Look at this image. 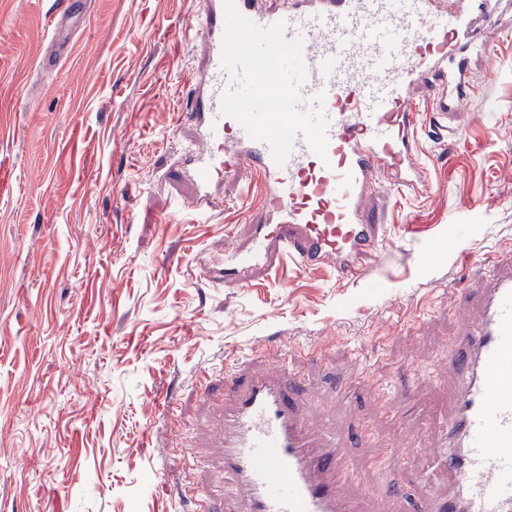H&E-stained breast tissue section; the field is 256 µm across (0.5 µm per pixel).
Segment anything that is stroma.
<instances>
[{"instance_id":"stroma-1","label":"stroma","mask_w":512,"mask_h":512,"mask_svg":"<svg viewBox=\"0 0 512 512\" xmlns=\"http://www.w3.org/2000/svg\"><path fill=\"white\" fill-rule=\"evenodd\" d=\"M53 0H0V512H188L183 487L221 466L177 465L209 440L208 397L240 348H280L312 388L314 425L344 437L360 512H430L448 470L425 451L452 409L448 345L496 252L512 246V34L484 31L467 105L436 133L432 94H410L425 184L368 201L384 241L364 279L288 265L252 287L204 269L243 242L259 186L188 204L189 134L176 120L199 47L190 0H85L61 73L36 69ZM361 375L353 405L343 380ZM413 406L414 450L372 470L400 434L377 397Z\"/></svg>"}]
</instances>
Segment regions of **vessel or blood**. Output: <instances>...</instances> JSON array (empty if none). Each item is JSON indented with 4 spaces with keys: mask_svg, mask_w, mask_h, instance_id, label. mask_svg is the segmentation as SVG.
<instances>
[{
    "mask_svg": "<svg viewBox=\"0 0 512 512\" xmlns=\"http://www.w3.org/2000/svg\"><path fill=\"white\" fill-rule=\"evenodd\" d=\"M257 26L284 23L301 38L304 101L323 97L327 151L318 156L297 135L284 162L267 142L223 114L220 99L237 86L222 66L225 0H201L194 19L200 39L198 76L178 124L199 130L187 162L194 207L222 205L216 184L245 173L263 190L255 231L229 253L238 281L279 269L327 268L362 278L361 258L383 242V227L365 204L378 184L402 194L421 181L415 131L421 115L408 98L433 89L435 117L445 122L474 89L465 63L494 56L475 36L490 19L512 26V0H234ZM81 0H58L52 46L43 70L59 67ZM477 315L452 343L457 379L444 432L448 494L431 512H512V250L502 251L480 279ZM308 385L286 368L256 370L246 354L224 373V393L212 409L223 414L224 481L191 496L194 512H214L232 488L237 512H351L343 491L346 461L336 434L316 431L305 399Z\"/></svg>",
    "mask_w": 512,
    "mask_h": 512,
    "instance_id": "1",
    "label": "vessel or blood"
}]
</instances>
